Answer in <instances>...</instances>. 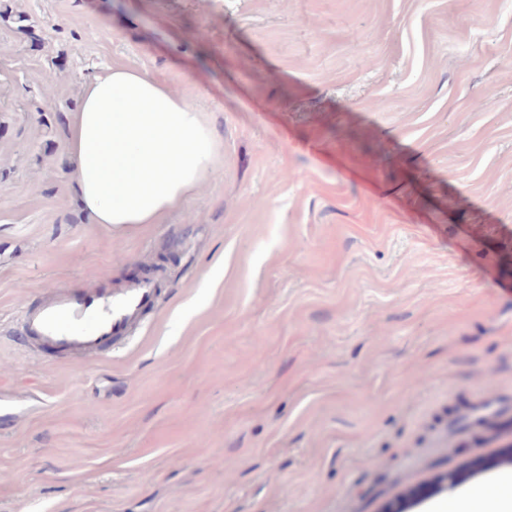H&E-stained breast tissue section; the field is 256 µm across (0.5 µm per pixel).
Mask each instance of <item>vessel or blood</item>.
Here are the masks:
<instances>
[{
	"label": "vessel or blood",
	"mask_w": 512,
	"mask_h": 512,
	"mask_svg": "<svg viewBox=\"0 0 512 512\" xmlns=\"http://www.w3.org/2000/svg\"><path fill=\"white\" fill-rule=\"evenodd\" d=\"M156 300L157 289L149 279L112 291L52 289L39 305L23 312L27 351L36 357L58 353L94 359L105 345L135 334Z\"/></svg>",
	"instance_id": "1"
}]
</instances>
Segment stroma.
Returning a JSON list of instances; mask_svg holds the SVG:
<instances>
[{
  "mask_svg": "<svg viewBox=\"0 0 512 512\" xmlns=\"http://www.w3.org/2000/svg\"><path fill=\"white\" fill-rule=\"evenodd\" d=\"M208 113L158 224L82 209L102 68ZM150 278L101 357L21 310ZM0 512H429L512 473V0H0Z\"/></svg>",
  "mask_w": 512,
  "mask_h": 512,
  "instance_id": "stroma-1",
  "label": "stroma"
}]
</instances>
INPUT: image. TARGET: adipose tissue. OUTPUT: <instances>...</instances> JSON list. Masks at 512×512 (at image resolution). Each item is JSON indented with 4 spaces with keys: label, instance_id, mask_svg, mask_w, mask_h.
<instances>
[{
    "label": "adipose tissue",
    "instance_id": "ef3b65f1",
    "mask_svg": "<svg viewBox=\"0 0 512 512\" xmlns=\"http://www.w3.org/2000/svg\"><path fill=\"white\" fill-rule=\"evenodd\" d=\"M220 138L205 112L136 70L87 81L65 142L78 198L94 222L156 224L216 168ZM436 512H512V482L448 494Z\"/></svg>",
    "mask_w": 512,
    "mask_h": 512
}]
</instances>
